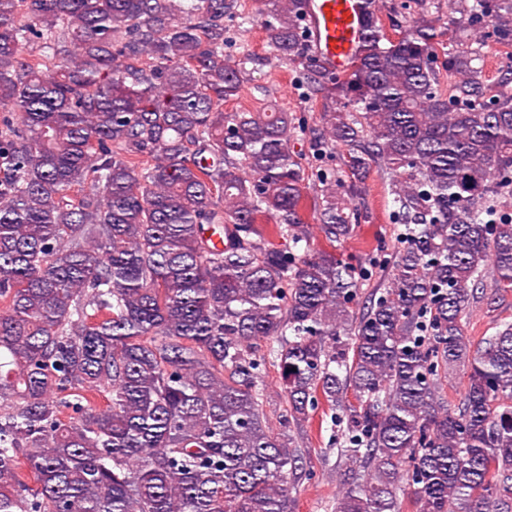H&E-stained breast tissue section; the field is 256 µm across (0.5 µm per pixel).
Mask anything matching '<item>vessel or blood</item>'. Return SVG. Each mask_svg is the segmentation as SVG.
I'll list each match as a JSON object with an SVG mask.
<instances>
[{"mask_svg": "<svg viewBox=\"0 0 512 512\" xmlns=\"http://www.w3.org/2000/svg\"><path fill=\"white\" fill-rule=\"evenodd\" d=\"M365 0H308L306 21L313 53L344 72L361 43Z\"/></svg>", "mask_w": 512, "mask_h": 512, "instance_id": "obj_1", "label": "vessel or blood"}]
</instances>
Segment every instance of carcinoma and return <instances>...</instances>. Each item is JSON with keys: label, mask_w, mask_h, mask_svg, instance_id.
Masks as SVG:
<instances>
[{"label": "carcinoma", "mask_w": 512, "mask_h": 512, "mask_svg": "<svg viewBox=\"0 0 512 512\" xmlns=\"http://www.w3.org/2000/svg\"><path fill=\"white\" fill-rule=\"evenodd\" d=\"M368 2L341 76L306 0L260 13L348 150L350 183L325 172L311 197L292 113L224 111L250 62L224 56L237 0H0V512H293L285 428L321 403L346 419L333 512H512V324L474 344L462 322L512 288V91L473 49L441 91L437 20L392 38ZM458 13L512 40V0ZM374 165L404 247L356 313L336 243ZM265 394L267 398L266 412L272 425L279 429L281 428L279 425V416L283 412L286 404L279 374L277 369L272 366L267 369L265 375Z\"/></svg>", "instance_id": "obj_1"}]
</instances>
